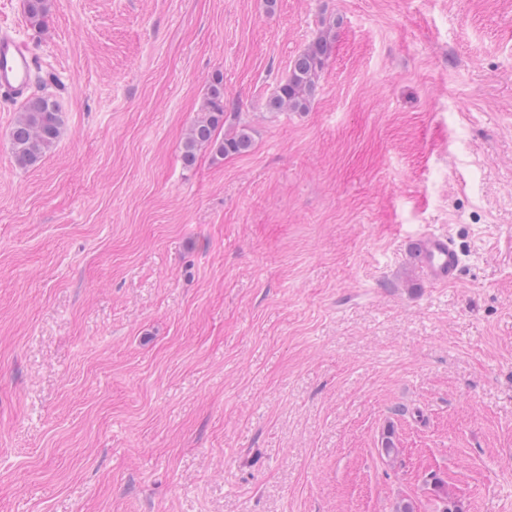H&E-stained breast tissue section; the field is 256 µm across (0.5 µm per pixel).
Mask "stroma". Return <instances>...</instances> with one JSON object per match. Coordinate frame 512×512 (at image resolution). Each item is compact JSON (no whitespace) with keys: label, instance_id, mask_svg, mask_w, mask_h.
<instances>
[{"label":"stroma","instance_id":"35a3bbf8","mask_svg":"<svg viewBox=\"0 0 512 512\" xmlns=\"http://www.w3.org/2000/svg\"><path fill=\"white\" fill-rule=\"evenodd\" d=\"M1 24L65 125L19 168L0 94V512H512V0ZM324 30L310 110L267 112ZM216 72L254 146L188 167ZM410 249L427 284L446 285L458 278L461 258L449 236L418 234L410 241Z\"/></svg>","mask_w":512,"mask_h":512}]
</instances>
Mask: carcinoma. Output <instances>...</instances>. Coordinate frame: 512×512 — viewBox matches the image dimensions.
Here are the masks:
<instances>
[{
	"label": "carcinoma",
	"mask_w": 512,
	"mask_h": 512,
	"mask_svg": "<svg viewBox=\"0 0 512 512\" xmlns=\"http://www.w3.org/2000/svg\"><path fill=\"white\" fill-rule=\"evenodd\" d=\"M50 12V0H25L30 25L42 27ZM331 41L325 32L314 39L293 60L288 78L267 103L271 112L303 113L310 109L319 78L329 60ZM224 77L215 73L208 81L204 108L191 123L182 145L187 165L206 150L221 159L249 152L253 148L251 128L246 124L224 127ZM64 125L63 112L46 96L27 99L10 131V148L16 165L27 169L38 164L55 145Z\"/></svg>",
	"instance_id": "obj_1"
}]
</instances>
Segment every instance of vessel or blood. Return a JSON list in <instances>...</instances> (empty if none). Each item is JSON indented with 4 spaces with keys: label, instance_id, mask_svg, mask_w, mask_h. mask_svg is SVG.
<instances>
[{
    "label": "vessel or blood",
    "instance_id": "obj_1",
    "mask_svg": "<svg viewBox=\"0 0 512 512\" xmlns=\"http://www.w3.org/2000/svg\"><path fill=\"white\" fill-rule=\"evenodd\" d=\"M34 58L28 47L9 31L0 30V90L22 100L32 85ZM410 249L429 285H445L460 273L461 258L449 236L422 233L410 242Z\"/></svg>",
    "mask_w": 512,
    "mask_h": 512
}]
</instances>
